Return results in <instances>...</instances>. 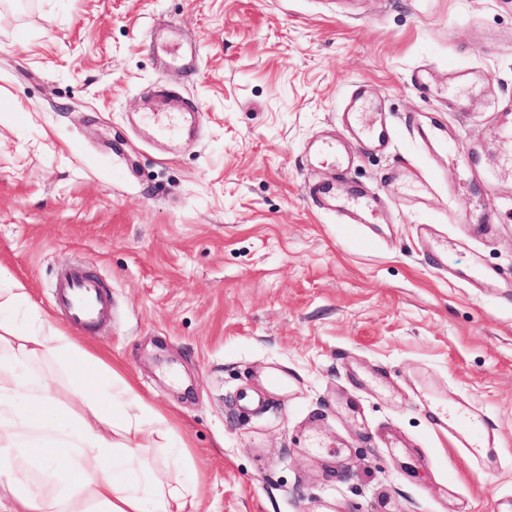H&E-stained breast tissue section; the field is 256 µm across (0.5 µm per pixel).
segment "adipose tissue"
<instances>
[{
    "label": "adipose tissue",
    "instance_id": "obj_1",
    "mask_svg": "<svg viewBox=\"0 0 512 512\" xmlns=\"http://www.w3.org/2000/svg\"><path fill=\"white\" fill-rule=\"evenodd\" d=\"M161 410L0 275V512H196Z\"/></svg>",
    "mask_w": 512,
    "mask_h": 512
}]
</instances>
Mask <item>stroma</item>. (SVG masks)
<instances>
[{"mask_svg": "<svg viewBox=\"0 0 512 512\" xmlns=\"http://www.w3.org/2000/svg\"><path fill=\"white\" fill-rule=\"evenodd\" d=\"M171 27L196 73L155 49ZM355 81L401 131L350 171L381 202L346 224L305 195L334 160L304 147ZM160 85L197 138L158 135ZM505 112L512 0H0V270L54 322L58 273L98 274L112 318L73 337L168 416L199 512H512ZM460 405L495 447L436 435Z\"/></svg>", "mask_w": 512, "mask_h": 512, "instance_id": "obj_1", "label": "stroma"}]
</instances>
